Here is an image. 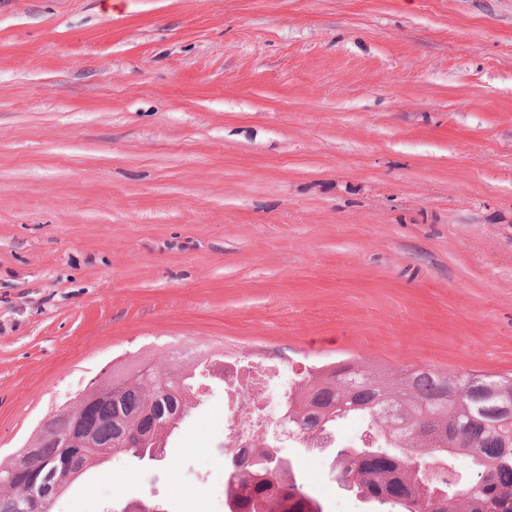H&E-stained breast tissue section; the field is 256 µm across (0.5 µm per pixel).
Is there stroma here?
I'll list each match as a JSON object with an SVG mask.
<instances>
[{"label":"stroma","instance_id":"35a3bbf8","mask_svg":"<svg viewBox=\"0 0 512 512\" xmlns=\"http://www.w3.org/2000/svg\"><path fill=\"white\" fill-rule=\"evenodd\" d=\"M190 346L512 375V0H0V464ZM168 454L54 512H224L222 389Z\"/></svg>","mask_w":512,"mask_h":512}]
</instances>
